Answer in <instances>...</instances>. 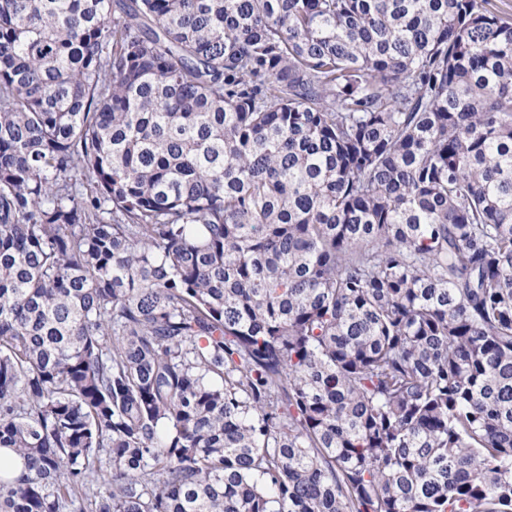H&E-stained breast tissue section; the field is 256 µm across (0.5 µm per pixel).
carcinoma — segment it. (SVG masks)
<instances>
[{"label":"carcinoma","instance_id":"carcinoma-1","mask_svg":"<svg viewBox=\"0 0 512 512\" xmlns=\"http://www.w3.org/2000/svg\"><path fill=\"white\" fill-rule=\"evenodd\" d=\"M0 512H512L495 0H0Z\"/></svg>","mask_w":512,"mask_h":512}]
</instances>
